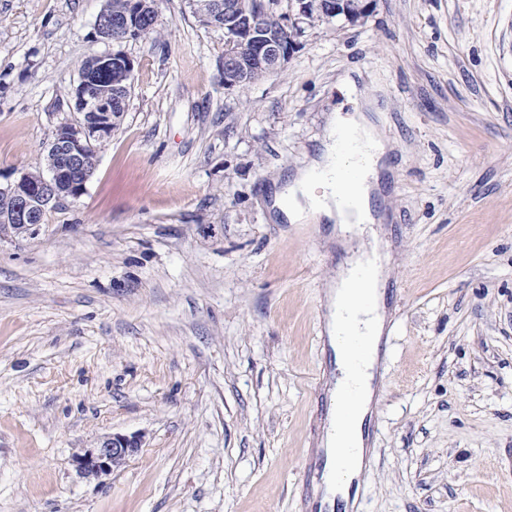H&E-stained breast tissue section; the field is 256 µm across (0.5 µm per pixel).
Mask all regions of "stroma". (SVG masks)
<instances>
[{"mask_svg":"<svg viewBox=\"0 0 512 512\" xmlns=\"http://www.w3.org/2000/svg\"><path fill=\"white\" fill-rule=\"evenodd\" d=\"M107 0H0V182L79 120L81 64L134 62L77 199L0 240V512H312L335 359L327 224L268 210L359 76L395 149L388 355L364 512H512V0H376L311 17L284 68L224 85V31L158 0L115 44ZM143 434L111 474L75 454ZM349 1L350 0H322L320 1V7L322 12L326 15H324L325 17L321 15L318 16L330 20L329 18L333 19L337 17H330L331 15H335L337 13L342 12L349 20L354 22L357 21L359 18L368 15L372 11L374 6L372 0H364L361 1L362 3Z\"/></svg>","mask_w":512,"mask_h":512,"instance_id":"stroma-1","label":"stroma"}]
</instances>
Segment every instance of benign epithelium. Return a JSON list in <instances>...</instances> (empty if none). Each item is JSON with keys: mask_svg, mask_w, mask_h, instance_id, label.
I'll return each mask as SVG.
<instances>
[{"mask_svg": "<svg viewBox=\"0 0 512 512\" xmlns=\"http://www.w3.org/2000/svg\"><path fill=\"white\" fill-rule=\"evenodd\" d=\"M373 0H320L324 14L343 13L349 20L356 21L368 15L373 9ZM216 8L224 10V29L242 34L238 48L224 56V84L236 86L253 63L273 73L283 68L294 53L296 43H288L281 35L270 32L259 13L247 12L239 0H224ZM157 18L153 5H143L130 15L112 16L102 10L95 21L97 35L112 40V31L128 30L142 21L146 12ZM114 70L130 76L134 72L133 61L123 52H112L86 60L74 89L75 107L82 115L75 124H63L54 134L44 157L45 176L37 182L29 180L24 173L6 184H0V192L12 200L11 224L20 229L26 237H34L42 229L43 217L48 210L57 206L64 198H78L95 168L89 166L85 146L93 140L112 135V99L99 90L100 78ZM143 436L112 434L104 437L91 450L73 457V463L88 475H106L122 467L141 448Z\"/></svg>", "mask_w": 512, "mask_h": 512, "instance_id": "benign-epithelium-1", "label": "benign epithelium"}]
</instances>
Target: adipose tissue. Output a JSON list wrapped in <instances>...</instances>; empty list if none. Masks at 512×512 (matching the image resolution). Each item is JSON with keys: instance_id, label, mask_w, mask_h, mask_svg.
Wrapping results in <instances>:
<instances>
[{"instance_id": "obj_1", "label": "adipose tissue", "mask_w": 512, "mask_h": 512, "mask_svg": "<svg viewBox=\"0 0 512 512\" xmlns=\"http://www.w3.org/2000/svg\"><path fill=\"white\" fill-rule=\"evenodd\" d=\"M339 88L356 104V113L345 116L341 113L330 115L325 135L308 164L286 176L283 185L274 196L272 207L292 224L312 222L331 224L335 227L337 246H345L344 227L348 224H377L385 220L386 211L379 203L381 197L380 178L388 168V155L392 150L389 141L383 140L378 124L371 112L373 102L362 87L350 75L338 79ZM348 129L357 143L367 146L369 154L357 159L356 165L364 172V177L353 192V206H346L343 197L336 190V175L341 154L336 138L337 129ZM389 259V245L374 241L370 250L353 255L347 265L336 275V283L329 288L326 298L329 345L340 350L338 322L349 318L354 329L364 332L373 339H381L386 324L382 283L384 265ZM364 264L373 265L376 275L365 288L366 304L354 306L341 302V294L352 282L354 270ZM374 372L365 369L360 376L344 375L342 384L357 388L358 407L349 423H342L339 413L329 417L323 444L325 491L319 501L320 507H333L336 500H349L355 481L362 470L367 454L365 423L372 411L376 395ZM348 429L353 448L349 464L344 471L336 469V437L340 429Z\"/></svg>"}]
</instances>
